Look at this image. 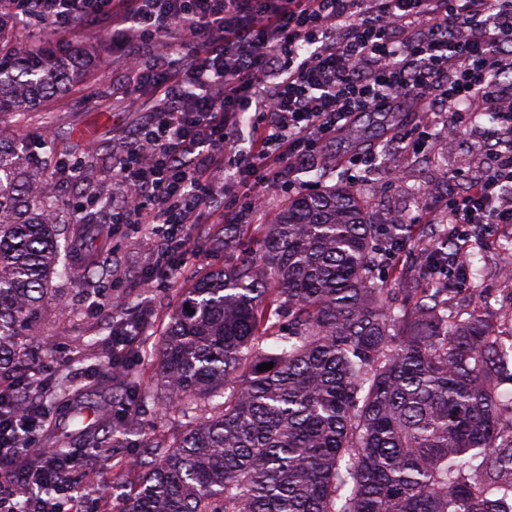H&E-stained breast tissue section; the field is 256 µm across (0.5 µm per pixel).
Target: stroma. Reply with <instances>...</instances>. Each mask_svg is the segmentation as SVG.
<instances>
[{
    "label": "stroma",
    "mask_w": 512,
    "mask_h": 512,
    "mask_svg": "<svg viewBox=\"0 0 512 512\" xmlns=\"http://www.w3.org/2000/svg\"><path fill=\"white\" fill-rule=\"evenodd\" d=\"M92 54L82 78L60 95L46 100L40 107L21 114L0 118V125L12 129L16 142L30 154L40 155L46 142H55L57 158L75 162L94 152L97 158L88 175L93 185L114 182L112 146L126 139L143 121V107L154 93L152 80H144L136 101L126 97L121 52L113 48L111 34L102 29H88L77 41ZM491 130L487 121H478L459 139L452 149L437 147L431 153L398 152L389 135L375 136L366 128L362 136L367 150L381 152L382 158L370 168L352 165V150L343 141L328 144L335 153L338 168L324 166L323 155L315 154L309 163L323 170L322 182H315L302 170L290 173L286 182L266 191V216H274L292 192H313L320 184H349L357 180V189L368 203L378 224L403 223L410 213L434 208L437 197L445 190L449 175H473L484 167L487 157L480 146ZM245 199L236 182L224 185L223 195L203 200L195 224L189 225L190 250L184 256L181 273L172 283L158 287L149 284L152 264L161 249L159 240L147 224H121L112 238V261L103 275L83 280L77 277H54L52 286L59 297L71 305L68 318H61L54 305H47L38 333L56 345V354L45 357L49 383L59 376L77 372L81 384L92 400L105 398L100 385V372L105 369L112 351V332L118 319L111 309L95 307L101 291L120 294L124 301L146 304L151 313L145 330L147 336H158L167 325L184 288L224 261L223 252L211 249L210 241L224 228V211L240 212L246 224H259L258 216L244 212ZM480 270L476 283H463L457 297L461 309H471L485 300L488 311L503 327L512 326V299L500 292L505 269H512V224L491 225L483 236L475 258ZM139 340H132L126 361L129 376L136 378L146 393L140 408L143 429L125 434L112 451L111 463L99 461L96 453H88L87 464L76 477L78 485H89L109 478L116 492L135 487L138 471L136 460L142 453L145 437L164 445L173 444L180 433L179 421L162 414L164 390L152 367L139 352Z\"/></svg>",
    "instance_id": "obj_1"
}]
</instances>
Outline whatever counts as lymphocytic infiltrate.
<instances>
[{"label":"lymphocytic infiltrate","instance_id":"1","mask_svg":"<svg viewBox=\"0 0 512 512\" xmlns=\"http://www.w3.org/2000/svg\"><path fill=\"white\" fill-rule=\"evenodd\" d=\"M40 18L72 35L107 24L124 40L174 45L172 58L143 71L128 57V93L152 77L146 122L112 155L116 224H150L164 241L161 283L187 251L199 195L221 178L246 186V209H265V188L295 170L357 116L400 108L412 135L401 150L432 151L457 140L479 113H494L488 165L451 184L434 211L412 224H450L471 242L478 224H512V0H0V14ZM449 120L436 125V113ZM249 115L252 140L236 153L238 124ZM39 422L0 425V512H18L28 470L55 456L34 445ZM36 512H83L71 484L41 475Z\"/></svg>","mask_w":512,"mask_h":512}]
</instances>
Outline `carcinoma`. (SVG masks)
Returning <instances> with one entry per match:
<instances>
[{"mask_svg": "<svg viewBox=\"0 0 512 512\" xmlns=\"http://www.w3.org/2000/svg\"><path fill=\"white\" fill-rule=\"evenodd\" d=\"M80 74L70 45L33 57L0 44V116ZM51 174V157L0 128V385L52 351L36 334L44 306L62 303L52 278L71 258L93 278L111 250L92 212L59 242L69 202L34 193ZM242 229L224 225L235 257L186 290L148 354L184 430L171 446L144 442L138 488L112 512H512V333L453 307V273L475 279L474 246L428 224L431 287L387 288L380 228L341 184L288 197L238 251ZM142 400L124 379L123 417L59 447H111L137 428ZM51 407L22 398L8 411L45 421Z\"/></svg>", "mask_w": 512, "mask_h": 512, "instance_id": "obj_1", "label": "carcinoma"}]
</instances>
